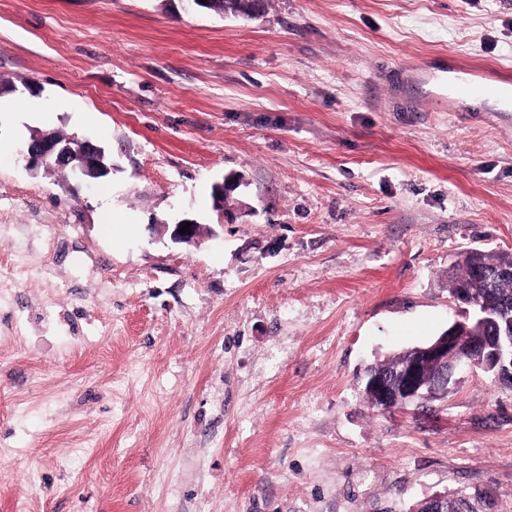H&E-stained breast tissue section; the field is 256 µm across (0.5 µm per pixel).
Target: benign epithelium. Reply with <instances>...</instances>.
I'll return each instance as SVG.
<instances>
[{
    "instance_id": "1",
    "label": "benign epithelium",
    "mask_w": 512,
    "mask_h": 512,
    "mask_svg": "<svg viewBox=\"0 0 512 512\" xmlns=\"http://www.w3.org/2000/svg\"><path fill=\"white\" fill-rule=\"evenodd\" d=\"M29 169L46 172L66 166L78 168V173L99 178L111 170L105 148L84 139L76 145L62 141L57 132H41L29 138L23 146ZM185 220L173 225L171 239L190 244L202 233L203 225L192 220L190 232H179ZM512 278V254L491 272L476 273L478 287L491 288L500 278ZM454 300L466 306L465 316L448 325L439 336L416 348V354L398 367L395 374L372 372L365 380L363 394L367 401L381 411L398 407L418 406L427 400V392L434 380L428 376L431 369L440 370L443 383L455 381L458 370L465 366L493 374L501 389H512V304L497 309L485 308L467 299L463 290ZM452 501L446 495L436 494L417 504L416 512H449Z\"/></svg>"
}]
</instances>
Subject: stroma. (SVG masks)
Listing matches in <instances>:
<instances>
[{
    "label": "stroma",
    "instance_id": "stroma-1",
    "mask_svg": "<svg viewBox=\"0 0 512 512\" xmlns=\"http://www.w3.org/2000/svg\"><path fill=\"white\" fill-rule=\"evenodd\" d=\"M453 63L512 71V0H0V512H512V390L362 393L512 252V123L408 74ZM36 130L111 172L32 175Z\"/></svg>",
    "mask_w": 512,
    "mask_h": 512
}]
</instances>
